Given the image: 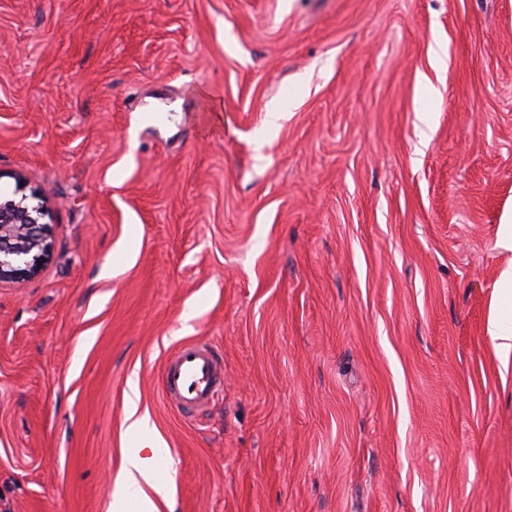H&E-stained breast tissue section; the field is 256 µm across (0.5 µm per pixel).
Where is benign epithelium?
Wrapping results in <instances>:
<instances>
[{
    "instance_id": "7a95c632",
    "label": "benign epithelium",
    "mask_w": 512,
    "mask_h": 512,
    "mask_svg": "<svg viewBox=\"0 0 512 512\" xmlns=\"http://www.w3.org/2000/svg\"><path fill=\"white\" fill-rule=\"evenodd\" d=\"M14 179L21 198L0 199V283L35 277L51 257L54 228L43 193L23 174Z\"/></svg>"
}]
</instances>
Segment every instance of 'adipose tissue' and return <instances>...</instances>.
<instances>
[{
	"mask_svg": "<svg viewBox=\"0 0 512 512\" xmlns=\"http://www.w3.org/2000/svg\"><path fill=\"white\" fill-rule=\"evenodd\" d=\"M126 432L130 437L141 439L150 448V457L139 452L128 454L116 478V490L112 498V512H126L127 500H135L139 512H161L169 500L170 489L155 478L157 463L162 456L160 441L151 437L149 417L140 408L138 393H131L125 413Z\"/></svg>",
	"mask_w": 512,
	"mask_h": 512,
	"instance_id": "1",
	"label": "adipose tissue"
}]
</instances>
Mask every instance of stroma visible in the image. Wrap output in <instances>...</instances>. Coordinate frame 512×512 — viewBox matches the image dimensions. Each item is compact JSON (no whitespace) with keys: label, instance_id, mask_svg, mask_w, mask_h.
<instances>
[{"label":"stroma","instance_id":"stroma-1","mask_svg":"<svg viewBox=\"0 0 512 512\" xmlns=\"http://www.w3.org/2000/svg\"><path fill=\"white\" fill-rule=\"evenodd\" d=\"M17 173L54 236L0 284L11 512H108L133 375L163 512H512V0H0ZM160 388L179 415L197 420L224 390V360L209 341L185 339L165 357Z\"/></svg>","mask_w":512,"mask_h":512}]
</instances>
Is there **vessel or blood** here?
Listing matches in <instances>:
<instances>
[{"label": "vessel or blood", "instance_id": "1", "mask_svg": "<svg viewBox=\"0 0 512 512\" xmlns=\"http://www.w3.org/2000/svg\"><path fill=\"white\" fill-rule=\"evenodd\" d=\"M160 388L179 415L198 418L224 389V360L207 340H183L163 361Z\"/></svg>", "mask_w": 512, "mask_h": 512}]
</instances>
